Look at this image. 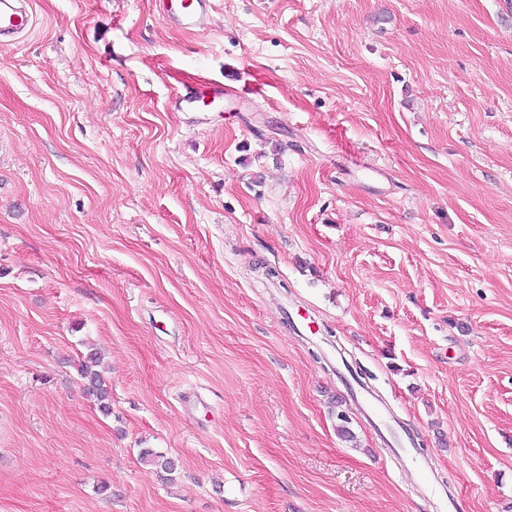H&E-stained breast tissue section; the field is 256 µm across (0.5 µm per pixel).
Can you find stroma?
<instances>
[{
	"mask_svg": "<svg viewBox=\"0 0 512 512\" xmlns=\"http://www.w3.org/2000/svg\"><path fill=\"white\" fill-rule=\"evenodd\" d=\"M159 2L33 0L0 43V512H448L353 368L512 512V0ZM180 2V10H168L164 17L174 24L184 27H198L209 14L212 9V0H195L189 6L185 7L183 0H171ZM100 361L99 353L95 350L85 356L83 361L78 366V374L87 384V390L96 396L100 402V409L104 413L108 414L111 410L109 403V391L105 379L95 368L98 366ZM393 453L398 457L407 460L414 470H419L421 473L422 486L431 492H436L439 487L434 479L432 470L428 469L424 463L416 458L410 448L408 447H397L393 448Z\"/></svg>",
	"mask_w": 512,
	"mask_h": 512,
	"instance_id": "stroma-1",
	"label": "stroma"
}]
</instances>
